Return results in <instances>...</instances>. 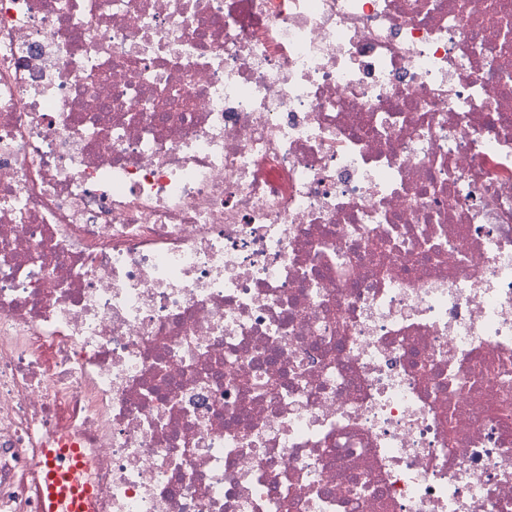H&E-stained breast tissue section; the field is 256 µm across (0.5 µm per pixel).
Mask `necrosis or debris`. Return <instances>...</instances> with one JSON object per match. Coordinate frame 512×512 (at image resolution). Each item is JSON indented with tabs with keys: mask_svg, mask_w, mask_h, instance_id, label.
Instances as JSON below:
<instances>
[{
	"mask_svg": "<svg viewBox=\"0 0 512 512\" xmlns=\"http://www.w3.org/2000/svg\"><path fill=\"white\" fill-rule=\"evenodd\" d=\"M0 0V512H512V0ZM83 466L79 448H61L48 454L41 463L43 512H87L99 495V489L77 482Z\"/></svg>",
	"mask_w": 512,
	"mask_h": 512,
	"instance_id": "necrosis-or-debris-1",
	"label": "necrosis or debris"
}]
</instances>
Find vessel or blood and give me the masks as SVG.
<instances>
[{
	"label": "vessel or blood",
	"instance_id": "obj_1",
	"mask_svg": "<svg viewBox=\"0 0 512 512\" xmlns=\"http://www.w3.org/2000/svg\"><path fill=\"white\" fill-rule=\"evenodd\" d=\"M83 466L79 449L62 448L49 453L41 465L42 512H88L99 491L78 483Z\"/></svg>",
	"mask_w": 512,
	"mask_h": 512
}]
</instances>
